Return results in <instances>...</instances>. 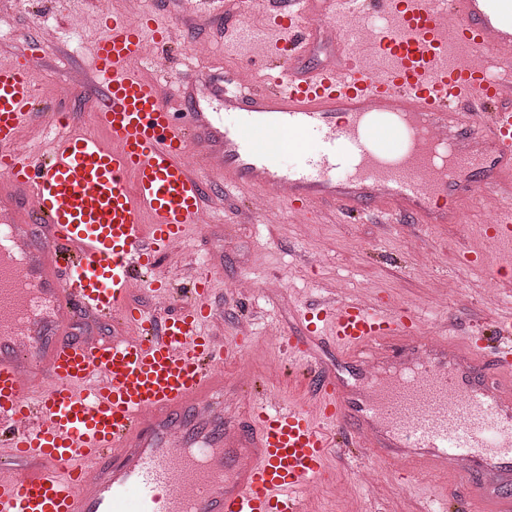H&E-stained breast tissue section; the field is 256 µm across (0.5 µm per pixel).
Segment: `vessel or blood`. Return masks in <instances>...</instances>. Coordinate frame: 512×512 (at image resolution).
<instances>
[{"instance_id": "vessel-or-blood-1", "label": "vessel or blood", "mask_w": 512, "mask_h": 512, "mask_svg": "<svg viewBox=\"0 0 512 512\" xmlns=\"http://www.w3.org/2000/svg\"><path fill=\"white\" fill-rule=\"evenodd\" d=\"M195 5L266 17L272 48L248 85L144 78L136 63L170 29L112 14L88 71L99 136L49 111L30 68L0 64V512H313L332 451L451 474L481 512H512V317L479 337H427L385 301L324 298L305 319L334 353L314 361L289 344L310 397L286 405L225 377L245 352L203 329L210 273L154 275L205 223L209 173L287 213L328 205L379 224H455L470 200L496 198L490 237L504 250L479 262L492 283L512 278V0ZM372 17L383 68L353 52L350 22ZM322 29L336 60L312 65ZM453 43L468 64L449 62ZM52 127L66 134L50 150L23 149L26 130ZM267 133L287 146L262 145ZM135 287L185 304L132 307ZM83 314L118 328L74 336Z\"/></svg>"}]
</instances>
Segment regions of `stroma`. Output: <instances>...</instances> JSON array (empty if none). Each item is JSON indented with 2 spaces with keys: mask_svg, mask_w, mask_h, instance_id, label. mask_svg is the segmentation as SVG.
Masks as SVG:
<instances>
[{
  "mask_svg": "<svg viewBox=\"0 0 512 512\" xmlns=\"http://www.w3.org/2000/svg\"><path fill=\"white\" fill-rule=\"evenodd\" d=\"M160 21L177 26L181 39L167 54H156L142 66L144 76L165 64L172 73L194 66L212 72L240 68V55L229 52L207 18L185 14L182 0H144ZM98 11L89 0H17L0 19V63L15 60L22 42L37 43L44 28L56 34L46 60L33 75L44 101L72 115V129H93L89 99L93 87L87 69L99 32ZM71 87L69 101H59V85ZM246 192L211 184L208 224L190 228L180 251L163 256L157 276H179L183 266L208 267L210 299L216 309L210 332L225 340H241L247 356L228 365L226 374L268 383L280 400L294 402L303 388L284 374L288 356L265 333L276 328L293 342L309 343L319 355L331 353L326 338L310 343L305 306L320 297L340 293L365 301L384 298L411 310L420 328L452 321L459 335L499 314H512V285L487 283L482 271L461 265L459 252L495 255L486 234L488 215L478 202L465 205L458 224H371L351 222L325 207L316 214H289L268 209L260 222L238 223ZM250 280L253 294L240 293L238 281ZM329 477L314 494L317 512H422L426 495L447 494L452 479L441 473L400 478L382 458L342 462L332 458ZM371 471L378 483L369 492L361 471Z\"/></svg>",
  "mask_w": 512,
  "mask_h": 512,
  "instance_id": "1",
  "label": "stroma"
}]
</instances>
